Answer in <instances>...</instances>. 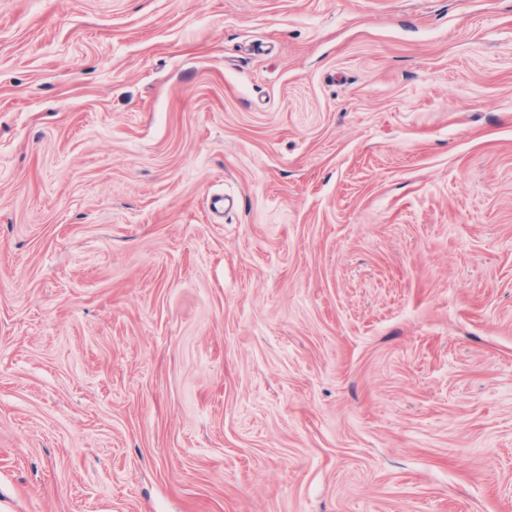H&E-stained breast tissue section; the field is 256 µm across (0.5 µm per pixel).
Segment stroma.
Returning <instances> with one entry per match:
<instances>
[{"mask_svg":"<svg viewBox=\"0 0 512 512\" xmlns=\"http://www.w3.org/2000/svg\"><path fill=\"white\" fill-rule=\"evenodd\" d=\"M0 512H512V0H0Z\"/></svg>","mask_w":512,"mask_h":512,"instance_id":"35a3bbf8","label":"stroma"}]
</instances>
